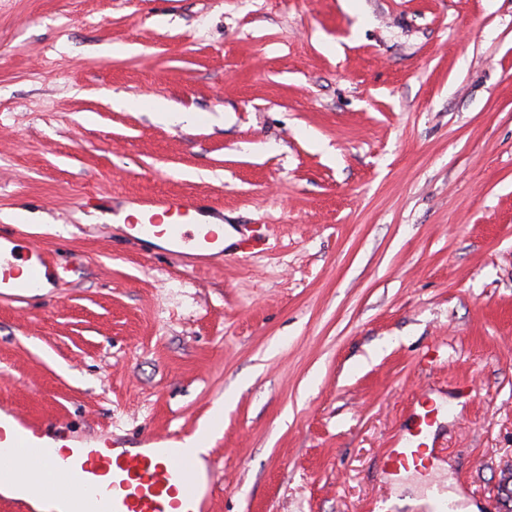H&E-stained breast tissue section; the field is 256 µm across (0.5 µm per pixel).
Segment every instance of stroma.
<instances>
[{
	"instance_id": "1",
	"label": "stroma",
	"mask_w": 512,
	"mask_h": 512,
	"mask_svg": "<svg viewBox=\"0 0 512 512\" xmlns=\"http://www.w3.org/2000/svg\"><path fill=\"white\" fill-rule=\"evenodd\" d=\"M158 194L258 252L177 266ZM0 231L73 269L0 294V404L210 430L212 512H512V0H0ZM413 442L414 440H411L404 444L401 448L393 450L392 453L387 456L388 464L396 469H409V462L411 459L415 467L418 468L421 448L420 445L424 443L420 442L416 447L417 450H414L413 448L415 447L413 446Z\"/></svg>"
}]
</instances>
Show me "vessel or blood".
<instances>
[{
  "label": "vessel or blood",
  "mask_w": 512,
  "mask_h": 512,
  "mask_svg": "<svg viewBox=\"0 0 512 512\" xmlns=\"http://www.w3.org/2000/svg\"><path fill=\"white\" fill-rule=\"evenodd\" d=\"M139 206L145 221L138 224V233L165 242L180 262L207 269V262L192 261V252L224 245L210 228L188 232L179 223L162 225L165 216L206 215L205 205L190 197H147ZM68 283L67 268L52 263L40 246L0 247V294L20 298ZM41 437L38 427L22 415H15L10 425L0 420V484L24 483L33 458L42 471L66 477L76 512H209L216 474L199 475L193 457L180 448L179 436L165 435L162 448L157 447L156 436H149V448L140 451L123 448L115 436L80 440L64 454L41 446Z\"/></svg>",
  "instance_id": "obj_1"
}]
</instances>
